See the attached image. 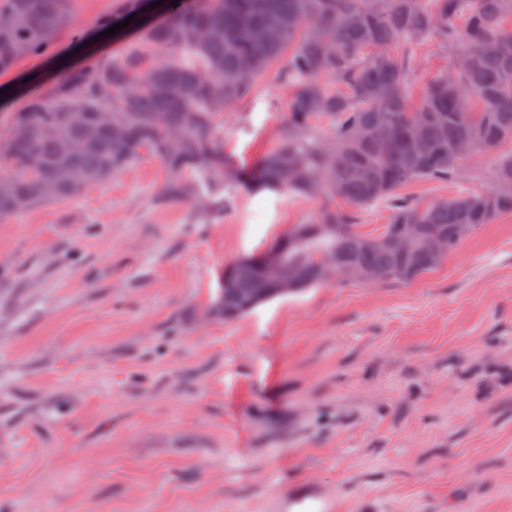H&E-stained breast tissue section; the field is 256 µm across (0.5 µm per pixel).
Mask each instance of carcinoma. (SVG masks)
Instances as JSON below:
<instances>
[{"mask_svg":"<svg viewBox=\"0 0 512 512\" xmlns=\"http://www.w3.org/2000/svg\"><path fill=\"white\" fill-rule=\"evenodd\" d=\"M121 0L103 28L135 16L137 42L69 70L45 95L8 117L0 135V216L60 201L119 173L141 149L161 162L159 206L186 205L198 217L231 209L236 191L342 200L297 224L270 250L224 268L212 318L235 321L282 296L269 278L276 267L288 293L355 283L372 270L380 283H408L437 268L470 233L512 214V155L490 186L420 206L397 195L412 181H456L458 162L512 142V0ZM69 0H0V74L49 48L69 22ZM462 24H454L456 19ZM433 39L453 59L409 102L408 52ZM280 61L274 78L293 89L277 141L254 169L234 164L217 144L224 113L252 92ZM336 83L332 89L324 84ZM332 125L317 135L313 121ZM420 140L423 148L415 146ZM387 202L391 222L375 236L355 229L353 209ZM411 234L401 253L391 241ZM336 260L326 278L321 262Z\"/></svg>","mask_w":512,"mask_h":512,"instance_id":"obj_1","label":"carcinoma"}]
</instances>
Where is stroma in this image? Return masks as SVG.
<instances>
[{"instance_id":"stroma-1","label":"stroma","mask_w":512,"mask_h":512,"mask_svg":"<svg viewBox=\"0 0 512 512\" xmlns=\"http://www.w3.org/2000/svg\"><path fill=\"white\" fill-rule=\"evenodd\" d=\"M114 0H71L49 51L0 76V117L46 94ZM410 100L447 71L412 49ZM292 92L272 74L228 112L242 166L272 147ZM506 142L419 204L487 188ZM146 149L81 194L0 217V512H512V215L409 283L334 284L224 322V267L311 221L321 197L238 191L223 221L156 205Z\"/></svg>"}]
</instances>
